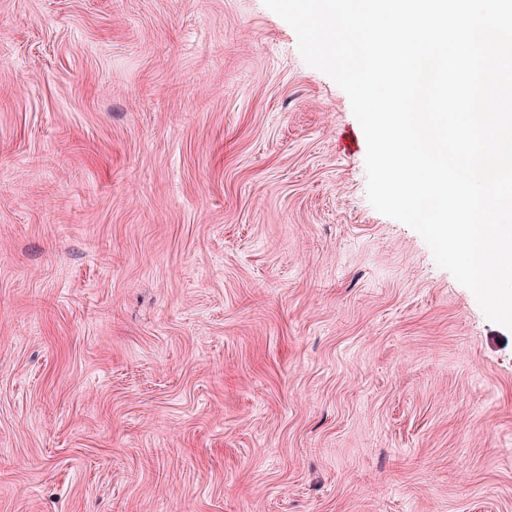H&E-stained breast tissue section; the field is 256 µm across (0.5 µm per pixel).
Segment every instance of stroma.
Wrapping results in <instances>:
<instances>
[{"label":"stroma","instance_id":"obj_1","mask_svg":"<svg viewBox=\"0 0 512 512\" xmlns=\"http://www.w3.org/2000/svg\"><path fill=\"white\" fill-rule=\"evenodd\" d=\"M365 155L263 0H0V512H512V331Z\"/></svg>","mask_w":512,"mask_h":512}]
</instances>
